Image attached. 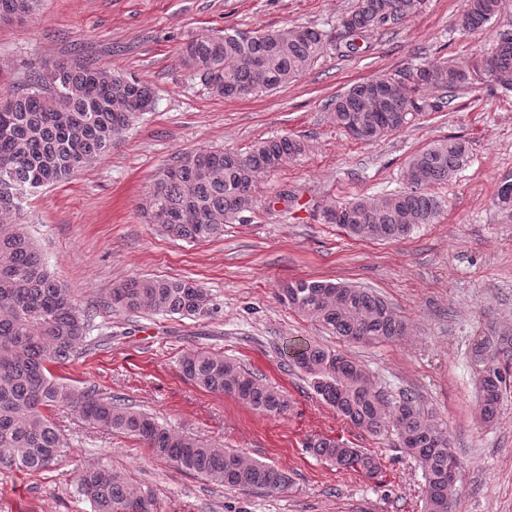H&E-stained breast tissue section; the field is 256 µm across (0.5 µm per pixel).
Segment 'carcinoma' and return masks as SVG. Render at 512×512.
I'll return each mask as SVG.
<instances>
[{
  "label": "carcinoma",
  "instance_id": "obj_1",
  "mask_svg": "<svg viewBox=\"0 0 512 512\" xmlns=\"http://www.w3.org/2000/svg\"><path fill=\"white\" fill-rule=\"evenodd\" d=\"M41 0H0V17L35 18ZM422 0H357L343 21L349 33L388 29L421 7ZM500 0H466L461 28L489 23ZM322 32L306 26L262 33L226 32L194 39L183 47L185 62L198 69L216 97L230 99L272 92L303 76L322 56ZM350 86L328 104L336 124L354 138L377 141L401 130L422 112H441L443 100L419 95L424 88L470 89L485 80L512 94V36L504 33L487 55L467 65L448 62L407 66ZM154 106L149 87L90 58L52 61L32 72L28 87L0 102V214L20 210L27 194L87 173ZM288 135L256 142L245 154L220 149L183 154L153 183L144 209L162 230L189 243L224 235V225L243 222L255 206L260 176L306 152ZM470 161L468 145L456 138L433 141L407 161L403 189L379 198H359L323 210L326 223L347 236L392 241L420 224H432L444 201L432 188L447 182ZM289 308L348 342H393L411 325L382 297L348 282L297 280L281 288ZM109 304L156 314L210 317L209 291L190 279L132 278L112 289ZM93 314L77 304L37 251L24 224H0V467L43 473L58 463L65 442L52 412L71 408L90 425L143 441L152 453L206 481L240 491L273 493L288 477L278 468L183 436L153 416L94 387L60 382L50 365L64 364L92 346ZM310 389L350 425L369 434L392 430L398 447L423 469V512H452V494L463 462L447 425L412 395L390 403L372 379L344 354L311 346L294 357ZM480 415L496 417L504 391L512 387V335L475 336L470 348ZM184 376L198 388L236 397L267 416L287 412L282 391L253 376L235 360L195 349L181 358ZM305 448L338 468L371 477L381 462L369 453L328 438H310ZM79 491L94 512H160L154 491L132 489L124 474L106 468L81 472Z\"/></svg>",
  "mask_w": 512,
  "mask_h": 512
}]
</instances>
